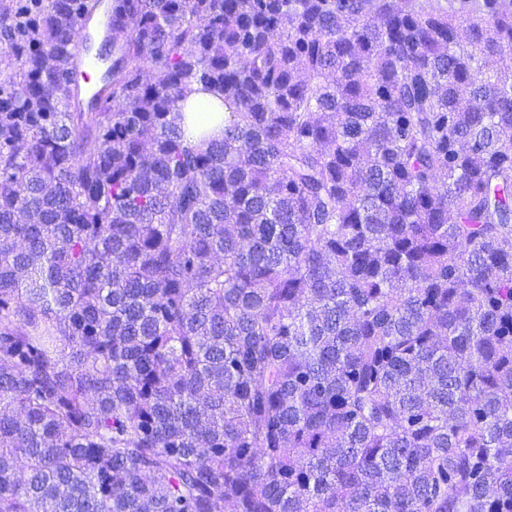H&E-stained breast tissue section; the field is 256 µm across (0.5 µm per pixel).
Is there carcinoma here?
I'll return each instance as SVG.
<instances>
[{
    "mask_svg": "<svg viewBox=\"0 0 512 512\" xmlns=\"http://www.w3.org/2000/svg\"><path fill=\"white\" fill-rule=\"evenodd\" d=\"M92 7L0 4V512H512V0H112L98 112ZM201 85H193L192 92L188 94L187 99L184 101V114H185V134L194 142H200L202 139L208 138H221L224 135V102L221 100L219 94L213 92L201 91ZM200 100H209L219 106L220 112H212L217 118L214 121L200 125L193 121V115H200L201 117L207 116L208 112H189L191 107Z\"/></svg>",
    "mask_w": 512,
    "mask_h": 512,
    "instance_id": "obj_1",
    "label": "carcinoma"
}]
</instances>
